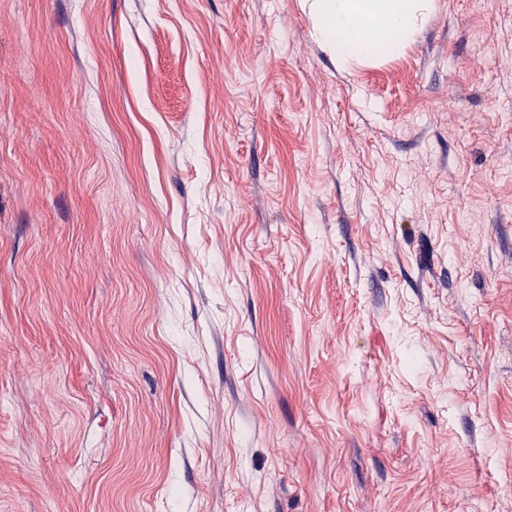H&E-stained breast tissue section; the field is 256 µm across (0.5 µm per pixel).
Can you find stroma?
<instances>
[{"mask_svg": "<svg viewBox=\"0 0 512 512\" xmlns=\"http://www.w3.org/2000/svg\"><path fill=\"white\" fill-rule=\"evenodd\" d=\"M434 2L0 0V512H512V0ZM315 36L342 66L402 53L434 0H305Z\"/></svg>", "mask_w": 512, "mask_h": 512, "instance_id": "obj_1", "label": "stroma"}]
</instances>
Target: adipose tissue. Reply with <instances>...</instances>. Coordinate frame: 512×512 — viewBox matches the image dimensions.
<instances>
[{
	"mask_svg": "<svg viewBox=\"0 0 512 512\" xmlns=\"http://www.w3.org/2000/svg\"><path fill=\"white\" fill-rule=\"evenodd\" d=\"M432 0H306L315 36L340 65L402 53Z\"/></svg>",
	"mask_w": 512,
	"mask_h": 512,
	"instance_id": "obj_1",
	"label": "adipose tissue"
}]
</instances>
